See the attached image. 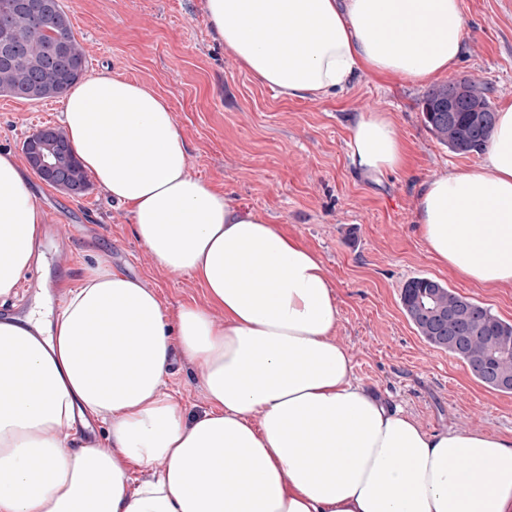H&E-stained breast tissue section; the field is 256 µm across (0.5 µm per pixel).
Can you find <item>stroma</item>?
<instances>
[{"label": "stroma", "instance_id": "stroma-1", "mask_svg": "<svg viewBox=\"0 0 512 512\" xmlns=\"http://www.w3.org/2000/svg\"><path fill=\"white\" fill-rule=\"evenodd\" d=\"M204 0H62L87 55L86 76L109 73L167 99L187 146V169L296 237L321 258L340 311L335 333L359 383L400 406L426 431L512 436V393L483 386L468 366L417 334L400 304L403 284L427 276L512 323V287L485 288L440 267L418 224L424 182L481 162L448 151L425 127L419 101L430 83L362 74L327 98L287 99L259 83L213 32ZM464 50L432 83L469 77L494 107L512 105V0H461ZM45 101L0 95V151L21 156L36 129L60 127ZM389 116L407 146L405 166L382 176L352 164L351 126L362 114ZM44 224L43 255L0 317L25 314L35 299L57 307L85 266L106 255L113 267L154 291L168 322L204 306L202 286L156 266L135 237L128 206L98 185L71 196L28 176ZM164 389L188 412L208 407L202 370L175 353Z\"/></svg>", "mask_w": 512, "mask_h": 512}]
</instances>
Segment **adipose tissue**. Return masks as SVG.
Returning a JSON list of instances; mask_svg holds the SVG:
<instances>
[{
    "label": "adipose tissue",
    "mask_w": 512,
    "mask_h": 512,
    "mask_svg": "<svg viewBox=\"0 0 512 512\" xmlns=\"http://www.w3.org/2000/svg\"><path fill=\"white\" fill-rule=\"evenodd\" d=\"M204 10L243 67L291 99L345 90L361 72L420 83L464 46L461 0ZM62 124L156 265L191 275L209 304L169 325L154 292L100 257L53 316L37 303L1 318L0 512H512V436L427 432L358 384L333 339L340 312L320 257L188 173L164 97L101 73L68 93ZM349 150L370 175L405 161L394 123L374 112L353 124ZM42 222L23 165L1 152L0 302L36 263ZM419 222L439 263L512 286V105L480 164L424 184ZM177 350L203 372L209 408L195 417L163 389ZM91 419L112 451L67 440ZM157 461L160 476L131 487Z\"/></svg>",
    "instance_id": "obj_1"
}]
</instances>
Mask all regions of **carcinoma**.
<instances>
[{
  "label": "carcinoma",
  "instance_id": "cac0c4a2",
  "mask_svg": "<svg viewBox=\"0 0 512 512\" xmlns=\"http://www.w3.org/2000/svg\"><path fill=\"white\" fill-rule=\"evenodd\" d=\"M52 2L53 10L39 16L0 15V44L9 40L20 43L16 54L0 60L1 96L27 101L58 98L83 76L85 50L75 39L71 23L63 28L58 24L57 16H66L61 0ZM422 115L435 138L457 155L484 151L496 122L487 89L467 77L429 89ZM42 150L57 157L63 180L88 190L87 175L62 130L49 133ZM425 302L447 313V320L429 318L421 307ZM401 304L429 346L460 359L487 388L498 390L492 374H512V324L490 308L424 276L406 282Z\"/></svg>",
  "mask_w": 512,
  "mask_h": 512
}]
</instances>
